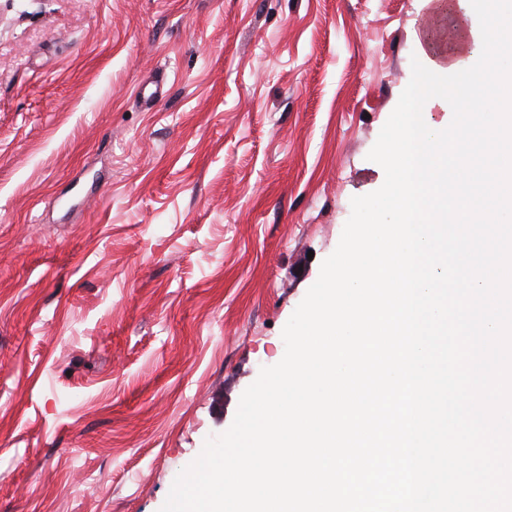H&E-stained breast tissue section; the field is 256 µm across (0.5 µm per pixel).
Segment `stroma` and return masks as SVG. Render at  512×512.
<instances>
[{
  "mask_svg": "<svg viewBox=\"0 0 512 512\" xmlns=\"http://www.w3.org/2000/svg\"><path fill=\"white\" fill-rule=\"evenodd\" d=\"M481 52L433 0H0V512H160L383 185L412 60Z\"/></svg>",
  "mask_w": 512,
  "mask_h": 512,
  "instance_id": "stroma-1",
  "label": "stroma"
}]
</instances>
